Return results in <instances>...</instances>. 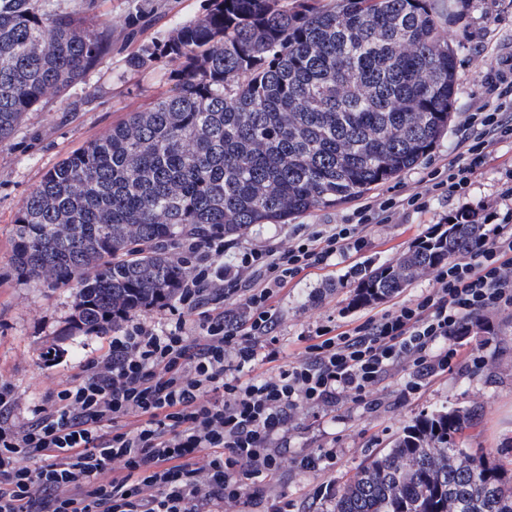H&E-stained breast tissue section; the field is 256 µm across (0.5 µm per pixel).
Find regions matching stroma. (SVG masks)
Segmentation results:
<instances>
[{"instance_id": "1", "label": "stroma", "mask_w": 512, "mask_h": 512, "mask_svg": "<svg viewBox=\"0 0 512 512\" xmlns=\"http://www.w3.org/2000/svg\"><path fill=\"white\" fill-rule=\"evenodd\" d=\"M439 30L459 64L452 118L425 158L371 189V196L394 197L401 204L387 224L368 230L367 245L335 265L309 270L288 284L275 300L285 362H298L312 324L334 320L362 323L375 310L351 303L361 271L392 262L457 214L482 211L498 198L502 174L512 169V140L493 147L491 161L471 180L466 192L431 198L426 208L406 204L422 191L430 171L447 164L457 149L471 112L482 101L481 75L500 57L512 54V0H454ZM47 8L75 12L94 26L112 31V47L84 79L60 97L43 101L14 136L0 145V376L16 387L18 415L57 383L73 380L86 354L98 352L101 339L71 330L75 288L18 276L11 263L9 231L24 198L58 161L100 136L129 113L149 110L170 86L164 67L144 71L128 59L141 44L161 43L180 25L202 17L208 0H45ZM356 206L348 201L309 211L285 224H260L245 236L224 241L225 256L245 247L287 242L294 230H326L341 223ZM448 369L434 371L421 388L404 394L414 372L395 370L375 393L369 410L344 402L336 408L299 412L284 450L282 469L271 495H286L288 512H327L329 495L341 488L370 455L386 448L419 415L439 409L475 410L476 424L460 445L491 449L512 460V305L472 323L456 345ZM330 460L316 470L301 468L310 455Z\"/></svg>"}]
</instances>
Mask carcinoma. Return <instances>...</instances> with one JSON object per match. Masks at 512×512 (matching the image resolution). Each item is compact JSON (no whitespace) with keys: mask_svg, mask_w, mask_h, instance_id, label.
<instances>
[{"mask_svg":"<svg viewBox=\"0 0 512 512\" xmlns=\"http://www.w3.org/2000/svg\"><path fill=\"white\" fill-rule=\"evenodd\" d=\"M439 0H208L205 15L143 46L168 94L47 171L17 211L11 261L78 287L71 328L158 307L188 275L169 246L214 228L243 236L332 208L425 157L448 127L457 58ZM112 44L73 12L0 0V144ZM486 235L473 213L365 271L354 303L401 293ZM468 409L425 414L373 455L329 512H512V469L461 448Z\"/></svg>","mask_w":512,"mask_h":512,"instance_id":"cac0c4a2","label":"carcinoma"}]
</instances>
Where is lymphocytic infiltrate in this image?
Here are the masks:
<instances>
[{
    "label": "lymphocytic infiltrate",
    "instance_id": "f902f5d3",
    "mask_svg": "<svg viewBox=\"0 0 512 512\" xmlns=\"http://www.w3.org/2000/svg\"><path fill=\"white\" fill-rule=\"evenodd\" d=\"M504 140L512 114L483 105L428 191H464ZM396 205L369 201L348 223L229 259L221 229L184 239L189 273L169 317L119 315L105 351L46 391L23 422L0 379V512H243L246 500L266 497L298 411L366 402L409 357L425 375L445 367L437 345L455 346L476 317L512 304V211L489 207L490 234L435 267L431 292L344 331L316 326L301 361H279L273 296L364 247ZM260 358L269 364L261 374ZM131 417L139 423L129 430Z\"/></svg>",
    "mask_w": 512,
    "mask_h": 512
}]
</instances>
